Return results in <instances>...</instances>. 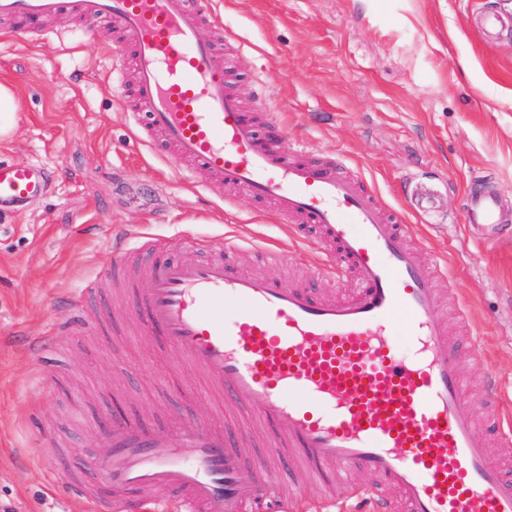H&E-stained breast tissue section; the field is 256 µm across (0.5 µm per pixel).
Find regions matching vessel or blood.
Listing matches in <instances>:
<instances>
[{
	"instance_id": "vessel-or-blood-1",
	"label": "vessel or blood",
	"mask_w": 512,
	"mask_h": 512,
	"mask_svg": "<svg viewBox=\"0 0 512 512\" xmlns=\"http://www.w3.org/2000/svg\"><path fill=\"white\" fill-rule=\"evenodd\" d=\"M70 12L112 20L135 64V126L161 134L175 165L209 172L229 188L272 202L279 218L312 225L324 263L318 273L356 276L350 297L315 298L229 263L156 261L132 320L160 336L226 400L258 403L274 455L296 454L320 483L363 469L399 486L400 503L365 488L353 501L374 512H512L504 479L465 400L458 348L436 315L439 280L402 213L386 215L377 195L333 159L288 142L270 146L226 88V63L202 25L214 0H0V18L37 21ZM44 167L0 161V212L45 194ZM470 223L500 225L490 192L471 193ZM97 468L114 495L140 494L163 512L155 490L177 494L179 512H241L247 502L296 512L300 497L276 491L272 464L246 466L222 432L194 421L154 433L130 419L98 441Z\"/></svg>"
}]
</instances>
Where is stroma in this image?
<instances>
[{"label":"stroma","instance_id":"1","mask_svg":"<svg viewBox=\"0 0 512 512\" xmlns=\"http://www.w3.org/2000/svg\"><path fill=\"white\" fill-rule=\"evenodd\" d=\"M202 29L228 60L227 87L265 103L289 142L344 162L387 209L406 214L428 261L448 263L441 302L469 379L478 429L512 480L495 415L512 411V235L484 245L467 223L472 192L488 190L512 227V0H215ZM509 18L485 36L480 18ZM0 20V82L16 91V127L0 160L41 164L47 195L0 215V512H94L76 486L101 483L87 450L113 411L157 431L173 417L239 436L254 463L268 446L249 401L229 402L126 316L158 258L220 260L241 270L346 297L359 283L317 279L309 228L268 204L172 166L140 139L136 103L110 22L68 12L16 31ZM430 190L435 208L411 200ZM240 251L225 254V236ZM133 250L125 280L76 311L79 288ZM51 337L49 359L31 342ZM505 398L494 405L484 382ZM69 486L50 485L47 471Z\"/></svg>","mask_w":512,"mask_h":512}]
</instances>
